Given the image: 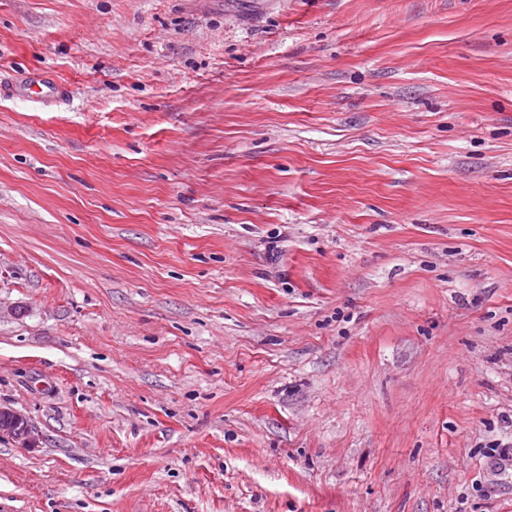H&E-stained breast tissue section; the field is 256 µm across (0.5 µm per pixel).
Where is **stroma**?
Returning <instances> with one entry per match:
<instances>
[{"label":"stroma","instance_id":"obj_1","mask_svg":"<svg viewBox=\"0 0 512 512\" xmlns=\"http://www.w3.org/2000/svg\"><path fill=\"white\" fill-rule=\"evenodd\" d=\"M0 512H512V0H0ZM0 431L10 434L25 448L36 445V436L27 418L17 410L0 408Z\"/></svg>","mask_w":512,"mask_h":512}]
</instances>
